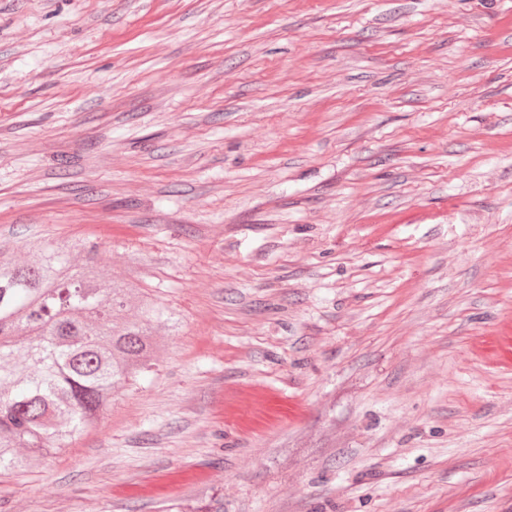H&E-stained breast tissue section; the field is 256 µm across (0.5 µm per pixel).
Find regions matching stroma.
Returning a JSON list of instances; mask_svg holds the SVG:
<instances>
[{"label":"stroma","instance_id":"obj_1","mask_svg":"<svg viewBox=\"0 0 512 512\" xmlns=\"http://www.w3.org/2000/svg\"><path fill=\"white\" fill-rule=\"evenodd\" d=\"M176 310L0 512H512V0H0V247Z\"/></svg>","mask_w":512,"mask_h":512}]
</instances>
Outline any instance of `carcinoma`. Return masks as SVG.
Wrapping results in <instances>:
<instances>
[{
    "label": "carcinoma",
    "mask_w": 512,
    "mask_h": 512,
    "mask_svg": "<svg viewBox=\"0 0 512 512\" xmlns=\"http://www.w3.org/2000/svg\"><path fill=\"white\" fill-rule=\"evenodd\" d=\"M161 328L177 332L175 313L98 266L94 244L34 243L24 260L0 249V471L23 472L93 427L112 395L154 372Z\"/></svg>",
    "instance_id": "cac0c4a2"
}]
</instances>
